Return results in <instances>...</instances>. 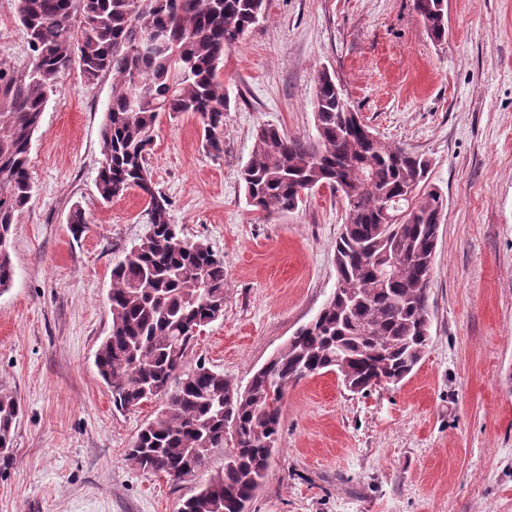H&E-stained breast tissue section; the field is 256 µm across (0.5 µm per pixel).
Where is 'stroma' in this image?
I'll use <instances>...</instances> for the list:
<instances>
[{
	"label": "stroma",
	"mask_w": 512,
	"mask_h": 512,
	"mask_svg": "<svg viewBox=\"0 0 512 512\" xmlns=\"http://www.w3.org/2000/svg\"><path fill=\"white\" fill-rule=\"evenodd\" d=\"M267 11L220 66L231 98L223 156L204 150L193 115L154 131V188L184 237L224 260V317L191 360L246 385L336 288L341 196L322 187L269 217L248 204L240 175L258 126L315 137L318 71H335L382 141L431 159L446 206L421 361L366 392L331 373L289 387L249 512H512V0H448L441 43L414 0H267ZM29 54L14 0H0V62ZM58 85L32 139L34 195L0 293V390L22 408L0 459V512H178L224 451L176 485L127 459L157 405L115 410L94 359L112 324V267L145 234L147 200L97 194L111 74L89 84L74 69ZM76 206L87 220L78 236Z\"/></svg>",
	"instance_id": "1"
}]
</instances>
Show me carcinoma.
Segmentation results:
<instances>
[{"instance_id":"carcinoma-1","label":"carcinoma","mask_w":512,"mask_h":512,"mask_svg":"<svg viewBox=\"0 0 512 512\" xmlns=\"http://www.w3.org/2000/svg\"><path fill=\"white\" fill-rule=\"evenodd\" d=\"M30 50L23 66L0 63V292L14 278L11 234L33 196L30 147L57 78L75 67L88 82L112 74L95 181L106 203L137 188L146 195L147 231L112 267L110 332L95 363L118 410L162 401L127 459L174 484L207 467L215 448L224 464L180 512H247L278 442L288 387L343 363L355 378L412 372L429 339L430 285L445 209L427 185L430 159L378 139L346 100L336 74L315 78L313 139L272 125L254 133L241 171L250 205L267 216L296 209L328 186L346 204L336 240L343 288L241 387L190 352L204 327L224 316V261L183 236L169 202L153 188L148 156L163 116H198L204 147L224 152L230 107L219 66L252 26L266 0H15ZM430 38L446 39L448 0H414ZM154 35L150 44L145 36ZM21 412L0 391V453L13 447Z\"/></svg>"}]
</instances>
